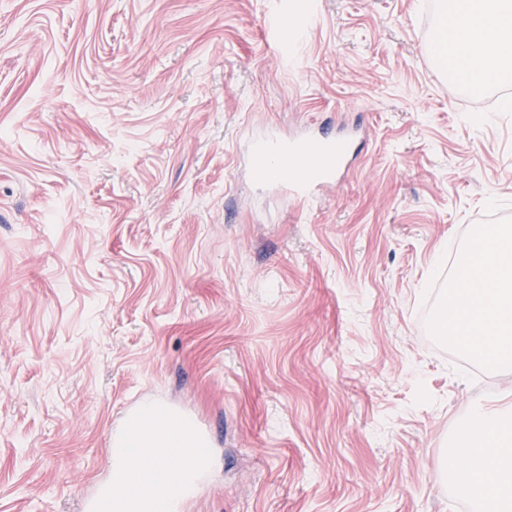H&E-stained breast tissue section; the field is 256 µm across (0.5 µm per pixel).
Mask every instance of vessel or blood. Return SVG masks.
I'll use <instances>...</instances> for the list:
<instances>
[{
	"label": "vessel or blood",
	"instance_id": "1",
	"mask_svg": "<svg viewBox=\"0 0 512 512\" xmlns=\"http://www.w3.org/2000/svg\"><path fill=\"white\" fill-rule=\"evenodd\" d=\"M356 154L354 137L325 130L299 139L265 136L254 140L251 149L254 166L275 172V184L303 207L317 203L322 190L336 183ZM106 445L111 459L108 480L81 501L79 512H168L169 500L192 498L184 484L185 468L206 470L212 451L210 437L193 413L162 399L142 397L127 404ZM146 448L163 463L145 492L140 488L142 472L131 460ZM120 486L127 490L121 498L113 493Z\"/></svg>",
	"mask_w": 512,
	"mask_h": 512
}]
</instances>
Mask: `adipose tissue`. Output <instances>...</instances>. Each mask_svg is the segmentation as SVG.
<instances>
[{
  "label": "adipose tissue",
  "instance_id": "ef3b65f1",
  "mask_svg": "<svg viewBox=\"0 0 512 512\" xmlns=\"http://www.w3.org/2000/svg\"><path fill=\"white\" fill-rule=\"evenodd\" d=\"M451 37L430 52L476 81L503 73L512 58V0H453ZM481 246L464 259L452 288V336L469 356L490 365L512 363V228L485 226ZM472 439L451 461L455 489L477 512H512V401L477 405L466 428Z\"/></svg>",
  "mask_w": 512,
  "mask_h": 512
}]
</instances>
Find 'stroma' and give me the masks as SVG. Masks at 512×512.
<instances>
[{"label":"stroma","mask_w":512,"mask_h":512,"mask_svg":"<svg viewBox=\"0 0 512 512\" xmlns=\"http://www.w3.org/2000/svg\"><path fill=\"white\" fill-rule=\"evenodd\" d=\"M0 0V512H78L134 397L215 457L186 512H459L444 467L512 367L434 326L512 226V82L429 53L443 0ZM361 123L314 209L252 138Z\"/></svg>","instance_id":"stroma-1"}]
</instances>
